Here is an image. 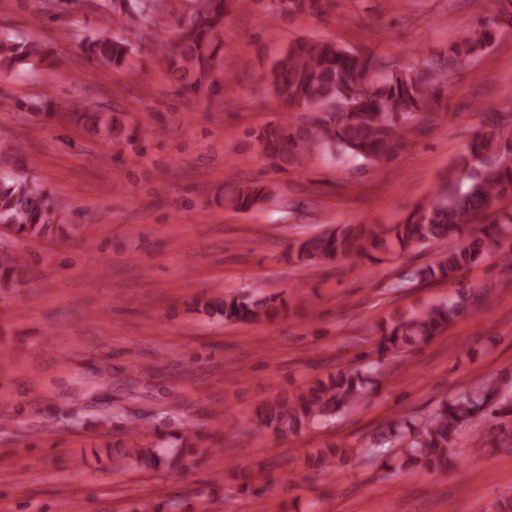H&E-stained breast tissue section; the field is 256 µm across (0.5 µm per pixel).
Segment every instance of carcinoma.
Segmentation results:
<instances>
[{
	"mask_svg": "<svg viewBox=\"0 0 512 512\" xmlns=\"http://www.w3.org/2000/svg\"><path fill=\"white\" fill-rule=\"evenodd\" d=\"M188 19L180 25L178 50L170 60L173 80L182 88L196 89L218 62L223 46L217 34L224 26L226 0H190ZM321 10V0H279L273 12ZM145 10L144 0H109V15L89 45L107 68H131L132 44L114 35L126 18ZM494 41L492 29L482 24L458 32L446 64H427L400 72L378 75V60L363 57L333 41H299L272 68L267 87L290 110L317 112L310 124L297 126L288 120L260 136L269 157L288 166H305L310 146L324 144L364 163L393 158L414 126L431 122L445 111L448 73L466 68L469 58ZM55 65V53L37 40L18 41L0 36V72L34 65ZM45 116L62 123H79L93 117L96 132L120 139L124 127L103 112L88 113L77 101L60 104L50 98L37 102ZM490 131L469 144L461 177L448 180L428 203L414 207L400 224L385 230L377 224H347L310 237L299 244L298 258L331 263L339 258H372L371 252L390 235L405 250L439 241H454L448 254L434 267L417 272L421 280L447 279L475 264L486 252L499 248L512 232V120L490 117ZM267 196L264 187L241 189L230 198L244 209ZM500 204L495 213L491 206ZM0 226L8 234L40 241L65 235L69 225L58 215L52 194L26 168L0 173ZM26 265L19 254L0 248V288H15ZM226 323L254 325L271 322L287 311L278 295L253 293L226 295L209 304ZM470 310V295L460 292L446 304L433 306L411 317L397 318L381 327L379 354L431 341L448 325ZM376 377L357 367H346L326 380H317L268 407L260 425L283 433H297L313 422L330 421L364 404ZM509 421L512 434V382L492 381L451 401H443L424 418H406L381 434L374 453L394 462L396 470L413 476L444 471L462 462L458 447L464 435L482 420ZM132 443L125 449L127 466L135 469L171 468L185 456L212 451L214 435L194 430L141 439L131 429ZM348 450L330 446L319 451L315 464L327 471Z\"/></svg>",
	"mask_w": 512,
	"mask_h": 512,
	"instance_id": "cac0c4a2",
	"label": "carcinoma"
}]
</instances>
